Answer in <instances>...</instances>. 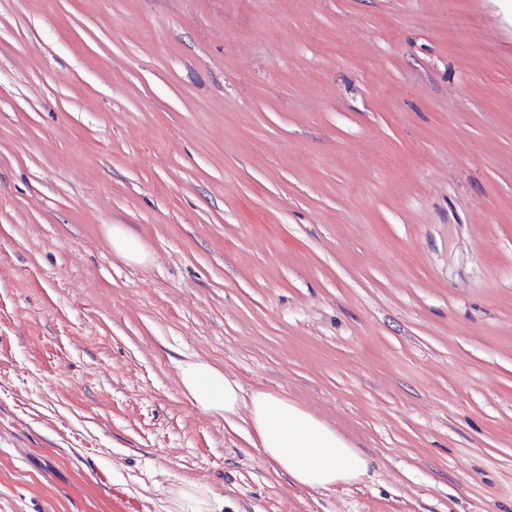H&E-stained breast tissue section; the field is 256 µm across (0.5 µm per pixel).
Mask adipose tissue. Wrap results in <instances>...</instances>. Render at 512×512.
I'll return each mask as SVG.
<instances>
[{
    "instance_id": "ef3b65f1",
    "label": "adipose tissue",
    "mask_w": 512,
    "mask_h": 512,
    "mask_svg": "<svg viewBox=\"0 0 512 512\" xmlns=\"http://www.w3.org/2000/svg\"><path fill=\"white\" fill-rule=\"evenodd\" d=\"M179 383L201 411L222 415L297 485L329 490L359 482L370 461L334 428L287 397L241 386L204 360L179 366Z\"/></svg>"
}]
</instances>
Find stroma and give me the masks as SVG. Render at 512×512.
I'll list each match as a JSON object with an SVG mask.
<instances>
[{"instance_id": "35a3bbf8", "label": "stroma", "mask_w": 512, "mask_h": 512, "mask_svg": "<svg viewBox=\"0 0 512 512\" xmlns=\"http://www.w3.org/2000/svg\"><path fill=\"white\" fill-rule=\"evenodd\" d=\"M195 359L368 477L293 484ZM191 484L512 512V0H0V512ZM112 247L128 260L139 262L143 259L144 252L140 244L120 226L112 228ZM179 383L201 411L224 415L297 485L329 490L359 482L370 461L336 429L287 397L254 390L248 398L224 371L204 360L179 366Z\"/></svg>"}]
</instances>
